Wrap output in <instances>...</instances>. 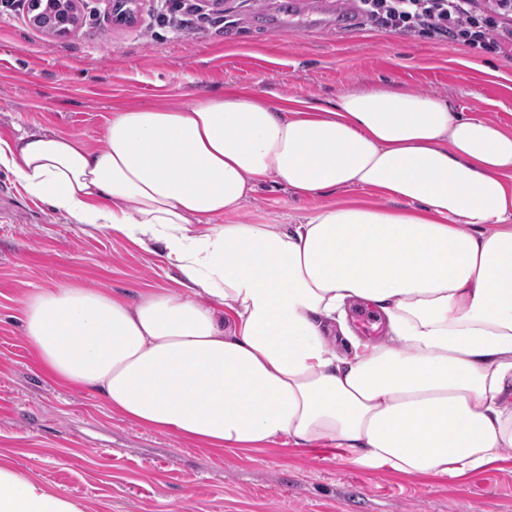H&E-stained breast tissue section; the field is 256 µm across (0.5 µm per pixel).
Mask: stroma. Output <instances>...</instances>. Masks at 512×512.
Segmentation results:
<instances>
[{
  "mask_svg": "<svg viewBox=\"0 0 512 512\" xmlns=\"http://www.w3.org/2000/svg\"><path fill=\"white\" fill-rule=\"evenodd\" d=\"M140 0L117 21L107 0H79L66 36L34 27L20 0H0V137L75 134L97 146L112 110L180 105L209 91H261L325 105L382 83L448 100L512 129V59L363 24L340 25L353 0ZM373 194L314 199L268 187L229 224H281L315 207ZM175 270L106 229L71 224L26 196L0 168V462L69 494L84 512H512V458L461 478L393 475L274 445L205 448L143 429L92 391L43 375L15 320L39 288L80 284L133 293L174 287Z\"/></svg>",
  "mask_w": 512,
  "mask_h": 512,
  "instance_id": "35a3bbf8",
  "label": "stroma"
}]
</instances>
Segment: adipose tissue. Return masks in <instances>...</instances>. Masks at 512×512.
Segmentation results:
<instances>
[{
	"instance_id": "adipose-tissue-1",
	"label": "adipose tissue",
	"mask_w": 512,
	"mask_h": 512,
	"mask_svg": "<svg viewBox=\"0 0 512 512\" xmlns=\"http://www.w3.org/2000/svg\"><path fill=\"white\" fill-rule=\"evenodd\" d=\"M0 167L179 275L132 298L27 294L23 336L58 384L208 448L331 446L366 468L453 479L512 448V130L384 85L329 108L218 93L113 111L95 147L0 139ZM266 185L383 203L223 223ZM355 303L384 336L354 332ZM0 512L83 505L0 463Z\"/></svg>"
}]
</instances>
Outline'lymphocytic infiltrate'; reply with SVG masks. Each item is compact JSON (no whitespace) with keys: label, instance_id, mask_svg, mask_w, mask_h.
<instances>
[{"label":"lymphocytic infiltrate","instance_id":"obj_1","mask_svg":"<svg viewBox=\"0 0 512 512\" xmlns=\"http://www.w3.org/2000/svg\"><path fill=\"white\" fill-rule=\"evenodd\" d=\"M369 25L424 34L476 55L512 52V0H356Z\"/></svg>","mask_w":512,"mask_h":512}]
</instances>
